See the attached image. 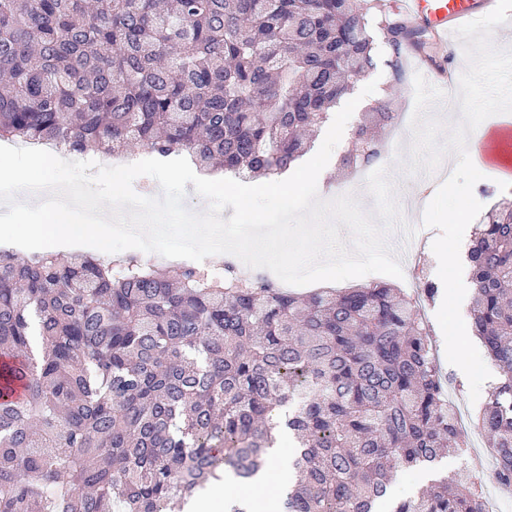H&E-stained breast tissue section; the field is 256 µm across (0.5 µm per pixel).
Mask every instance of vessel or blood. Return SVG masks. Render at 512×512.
Returning <instances> with one entry per match:
<instances>
[{
	"label": "vessel or blood",
	"mask_w": 512,
	"mask_h": 512,
	"mask_svg": "<svg viewBox=\"0 0 512 512\" xmlns=\"http://www.w3.org/2000/svg\"><path fill=\"white\" fill-rule=\"evenodd\" d=\"M406 17L411 24L425 26L438 39H447L449 32L473 21L477 15L488 14L496 0H408ZM512 146V124L500 122L486 134L472 139L469 147L480 163L501 164L512 176V164L505 160V150Z\"/></svg>",
	"instance_id": "vessel-or-blood-1"
}]
</instances>
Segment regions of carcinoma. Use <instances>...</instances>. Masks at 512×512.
<instances>
[{
    "label": "carcinoma",
    "mask_w": 512,
    "mask_h": 512,
    "mask_svg": "<svg viewBox=\"0 0 512 512\" xmlns=\"http://www.w3.org/2000/svg\"><path fill=\"white\" fill-rule=\"evenodd\" d=\"M377 15L399 81L426 29L386 0H0V140L274 175L376 66ZM394 121L375 101L340 170L378 162ZM469 260L473 335L501 374L479 424L512 485L511 200ZM2 358L0 512H184L212 480L263 473L282 430V512H379L399 468L465 445L428 326L385 283L299 299L230 266L0 252ZM393 512H483L481 493L463 475ZM288 443H292V439L290 437L288 438V434L282 435L278 439L277 447L271 454L272 466L276 472L273 478L279 488L288 487L292 478L290 454L294 456V453H288V448H285Z\"/></svg>",
    "instance_id": "cac0c4a2"
}]
</instances>
